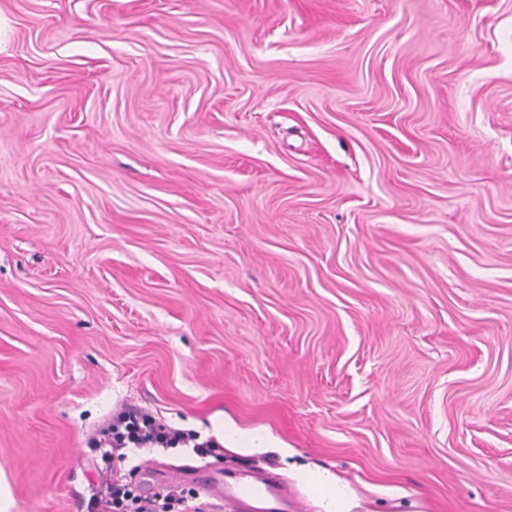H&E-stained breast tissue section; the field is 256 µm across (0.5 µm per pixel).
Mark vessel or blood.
Here are the masks:
<instances>
[{"mask_svg":"<svg viewBox=\"0 0 512 512\" xmlns=\"http://www.w3.org/2000/svg\"><path fill=\"white\" fill-rule=\"evenodd\" d=\"M207 512H307V499L288 493L269 471L212 470L199 480Z\"/></svg>","mask_w":512,"mask_h":512,"instance_id":"1","label":"vessel or blood"}]
</instances>
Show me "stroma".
<instances>
[{
    "label": "stroma",
    "mask_w": 512,
    "mask_h": 512,
    "mask_svg": "<svg viewBox=\"0 0 512 512\" xmlns=\"http://www.w3.org/2000/svg\"><path fill=\"white\" fill-rule=\"evenodd\" d=\"M5 512L113 410L349 512H512V0H0ZM304 479L316 489L319 506L323 512H347L349 510L344 484L336 477V474L318 468L305 471Z\"/></svg>",
    "instance_id": "obj_1"
}]
</instances>
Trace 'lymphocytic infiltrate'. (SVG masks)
Instances as JSON below:
<instances>
[{
    "label": "lymphocytic infiltrate",
    "instance_id": "lymphocytic-infiltrate-1",
    "mask_svg": "<svg viewBox=\"0 0 512 512\" xmlns=\"http://www.w3.org/2000/svg\"><path fill=\"white\" fill-rule=\"evenodd\" d=\"M183 446L201 455L219 451L217 441H199L197 434L171 427L144 407H124L113 412L100 442L95 468L99 483L90 502L93 512H203L197 494L184 489L165 490L148 499L137 494L116 469L129 448Z\"/></svg>",
    "mask_w": 512,
    "mask_h": 512
}]
</instances>
